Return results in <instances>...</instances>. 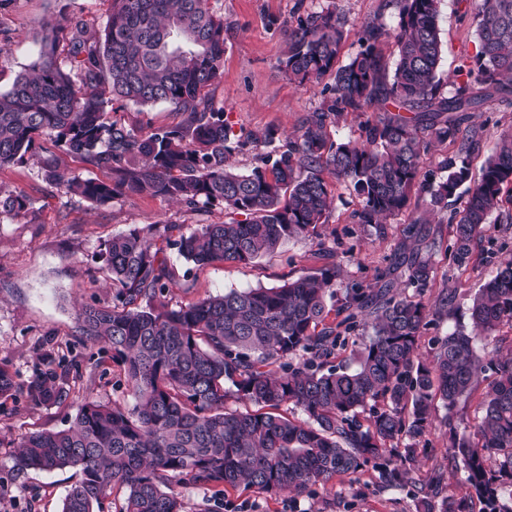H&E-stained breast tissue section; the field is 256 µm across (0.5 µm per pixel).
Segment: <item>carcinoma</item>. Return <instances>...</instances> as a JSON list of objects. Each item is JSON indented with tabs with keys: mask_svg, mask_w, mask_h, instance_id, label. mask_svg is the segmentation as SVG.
<instances>
[{
	"mask_svg": "<svg viewBox=\"0 0 512 512\" xmlns=\"http://www.w3.org/2000/svg\"><path fill=\"white\" fill-rule=\"evenodd\" d=\"M439 0H399L398 26L379 20L362 25L360 50L339 63L344 21L329 8L299 14L288 26L280 70L303 84L333 76L322 106L307 113L292 133L230 135L224 112L206 89L224 59V17L209 0H115L101 38L83 39L75 24L67 68L54 59V31L32 72L0 93V166L37 153L47 138L106 182L79 179L57 167L48 179L99 205L130 195L177 201L195 210L224 206L222 224L185 234L179 224H149L106 241L100 254L112 281V303H87L76 311L77 335L112 353L135 404L109 406L81 397L73 424L59 431L20 435L11 470L52 472L66 467L80 478L61 512H101L115 487L125 489L118 512H184L173 485L244 486L276 495L300 492L366 468L387 489L411 488L417 512H512V347L487 353L500 324L512 323V259L486 281L470 307L471 331L458 329L437 342L432 358L417 354L423 329L448 317L444 294L429 309L419 296L434 280L429 253L435 243L416 220L403 229L425 252L394 256L405 268V287L378 276L373 288L353 279L341 305L329 303L336 263L278 287L229 290L221 296L171 306L166 301L176 252L201 266L251 263L284 242L319 238L327 223L333 183L359 199L356 223L384 232L414 194L430 209L449 210L452 262L468 264L473 241L490 215L512 202V135L487 158L481 179L470 183L467 158L480 150L472 113L490 99L512 105V0H473L478 49L461 62L454 93H439L443 43ZM393 39L389 67L379 45ZM114 98L134 104L168 103L183 122L146 136L103 113ZM392 104L397 112L366 120L360 139L336 143L328 127L343 114H363ZM456 147L437 169L423 168L439 146ZM266 151L261 152L259 148ZM256 151L242 171L227 163L234 152ZM465 191H460V187ZM24 194L0 195V214L28 209ZM370 317L354 364L326 367L342 334L354 333L358 316ZM97 365L70 374L55 345H43L28 380L0 364V406L22 395L34 406L59 404L96 381ZM488 374L482 416L474 430L451 435L448 463L463 466L471 492L441 495L444 473L418 483L420 443L437 407L452 412L479 377ZM230 380L234 389L227 390ZM255 406L226 410L225 402ZM285 403L306 419L264 411Z\"/></svg>",
	"mask_w": 512,
	"mask_h": 512,
	"instance_id": "carcinoma-1",
	"label": "carcinoma"
}]
</instances>
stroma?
I'll return each mask as SVG.
<instances>
[{"mask_svg":"<svg viewBox=\"0 0 512 512\" xmlns=\"http://www.w3.org/2000/svg\"><path fill=\"white\" fill-rule=\"evenodd\" d=\"M211 9L222 15L224 60L208 87L209 97L224 110V121L233 133H260L269 128L293 132L307 112L321 106L324 96L318 85H301L289 80L278 68L286 49L288 24L299 14L332 9L344 22L345 39L340 54L348 61L359 49L361 26L377 19L396 27V0H209ZM471 0H439V28L443 54L438 75L441 90L450 93L448 81L462 59L477 50L476 25L467 11ZM114 6L113 0H0V91L11 89L16 79L38 61L45 36V23L56 25L59 64H66L70 30L82 22L86 35L97 39ZM106 117L150 133L159 126L180 122L181 116L167 104L136 105L121 100L106 107ZM472 122L482 131V148L472 155L473 178L490 149L499 139L512 134V106L489 100L474 113ZM53 160L82 178L105 179L103 171L87 170L78 160L52 142H44L34 157L0 167V193L25 194L30 199L26 212L0 215V363L22 377H29L45 340L72 351L81 362L100 360L104 373L93 388V398L109 404L132 407L135 399L120 381L118 367L99 346L80 344L76 334V310L90 301L110 302L112 287L99 259L105 242L113 235L147 224H179L192 233L204 224L224 221V209L214 206L197 212L184 204L161 197L128 196L96 207L48 181L44 160ZM358 207L354 194L339 184L329 209L321 239L292 240L259 262L244 265L215 262L205 266L187 263L170 253L173 269L170 304H185L229 289L276 287L313 273L323 262L324 248L336 251L340 275L336 292L347 282H373L379 269L388 266L402 242V229L411 220H426L437 241L432 261L436 279L423 301L434 305L441 293L453 297L448 320L434 323L418 340L421 359H431L434 343L455 326L469 325L471 300L481 285L493 277L501 262L512 258V207H503L490 218L472 252L468 266L459 268L447 258L452 238L446 211H430L421 198L410 201L406 212L388 219L384 233L362 229L352 218ZM484 385L460 403L450 417H437L429 436L431 456L420 459L421 468L444 466L445 492L462 496L469 487L461 470L450 467L446 456L451 430L473 429L481 417ZM78 401L64 405L34 407L19 403L15 410L0 415V512H60L62 502L78 475L66 468L53 472L28 470L13 474L10 443L22 433L69 428L78 411ZM187 512H195L202 500H210L214 512H416L412 494L379 488L373 471L359 474L351 483L335 478L315 486L313 492L266 495L239 487L216 491L194 486L180 487Z\"/></svg>","mask_w":512,"mask_h":512,"instance_id":"1","label":"stroma"}]
</instances>
